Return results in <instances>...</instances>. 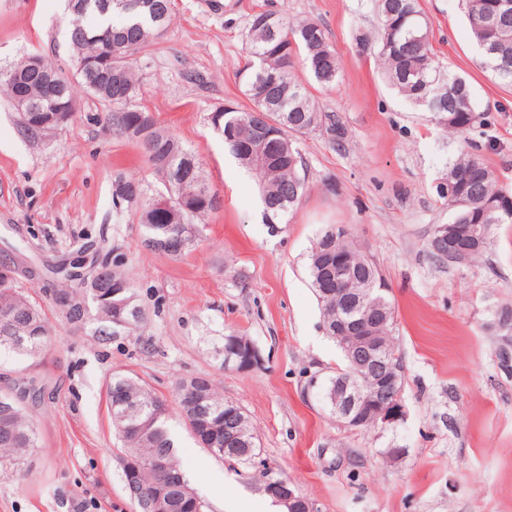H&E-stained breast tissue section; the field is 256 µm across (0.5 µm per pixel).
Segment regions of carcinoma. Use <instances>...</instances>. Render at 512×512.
<instances>
[{
	"label": "carcinoma",
	"mask_w": 512,
	"mask_h": 512,
	"mask_svg": "<svg viewBox=\"0 0 512 512\" xmlns=\"http://www.w3.org/2000/svg\"><path fill=\"white\" fill-rule=\"evenodd\" d=\"M491 0H462L465 15L476 44L490 46L478 56L479 68L491 73L495 80L512 86V14L497 18L495 26L485 22L487 4ZM71 13L70 41L77 55L90 61L92 68L71 80L49 64L44 71L58 80L47 88L42 75L28 68V61L10 69L15 79L0 78V91L14 102L17 95L28 96L32 105L51 111L61 98H74V84L112 106L107 120L112 130L137 141L147 162L163 189L146 194L143 184L135 179L118 176L112 182L114 203L136 206L143 227L142 245L152 252L178 259L195 245L198 221L217 210V193L205 183L201 164L194 152L186 149L172 132L149 118L150 112L137 105L139 85L132 69L133 57L157 39L171 18V0H76ZM380 20L375 55L397 92L416 105L431 112L434 121L448 131L465 136L487 124V114L478 110L474 92L468 80L459 74H443L435 60L429 41L430 22L419 0H377ZM245 49L252 65L245 78L246 95L252 103L247 110L221 109L212 115L214 126L222 132L224 144L240 163L254 172L262 188V202L267 223L275 224L300 204L308 190L300 175L303 159L296 139L317 128H324L336 145L344 141L347 129L334 112L324 111L306 85L294 72L293 58L303 55L302 65L314 81L324 87L336 84L340 61L327 42L321 26L313 20L291 23L280 13L263 9L250 16L245 35ZM278 125V136L267 146L248 140L252 127L262 119ZM448 180L455 184L454 192L439 196L448 205V224L458 233V243L469 244L468 231L473 224L484 229L483 243L471 257L487 246L491 226L512 224V190L498 184L495 173L484 164L472 144L462 149L448 163ZM329 228L319 234L310 256L311 285L321 305L326 335L336 338V298L323 293L326 277V254L322 250ZM332 252L341 254L350 264L354 275L364 278L367 293L360 309L349 318H357L365 309L383 308L388 320L383 331L391 353L394 311L387 291L381 289L382 275L377 266L348 238L333 242ZM101 280L97 294L91 288H80L81 279L63 266L53 270L76 284L74 288H54V303L66 316L71 306L57 296H69L89 302L93 313L84 322L96 321V334L101 339L114 336L112 319L125 321L123 331L134 334L144 319L136 292L129 287L128 276L117 266H98ZM128 285L124 293L112 296V290ZM12 314L11 328L0 321V353L20 356L37 355L49 341L50 328L41 310L17 288L0 289V316ZM188 381L175 387V408L158 397L144 382L117 374L108 389L112 426L123 444L117 457L122 477H127L130 464H139L143 497L156 491L165 494L168 512H206V503L195 502L192 487L174 457L175 442L167 425L176 414L188 426L200 447L217 440L224 443L228 430L242 437L239 448L251 449L250 454L224 453V458L242 467L244 473L260 469L262 481L276 472L260 457L252 423L238 404L218 393L212 380H207L209 417L204 424L195 422L190 408ZM30 390L33 403L41 400L42 389L22 379L19 388L0 394V405L16 404L13 419L0 421V464L19 465L38 445L36 429L26 413L24 402L18 400L20 388ZM163 452L167 455L174 478L155 472L151 458Z\"/></svg>",
	"instance_id": "1"
}]
</instances>
